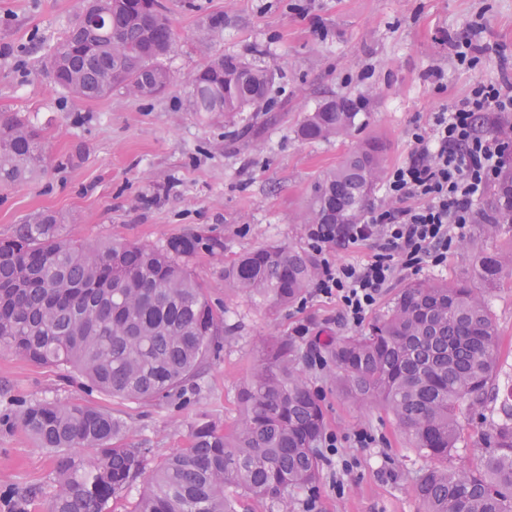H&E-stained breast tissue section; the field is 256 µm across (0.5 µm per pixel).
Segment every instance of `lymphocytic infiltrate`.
Returning <instances> with one entry per match:
<instances>
[{
  "label": "lymphocytic infiltrate",
  "mask_w": 512,
  "mask_h": 512,
  "mask_svg": "<svg viewBox=\"0 0 512 512\" xmlns=\"http://www.w3.org/2000/svg\"><path fill=\"white\" fill-rule=\"evenodd\" d=\"M495 112H512L511 76L474 83L468 96L432 113L427 127L413 133L408 159L386 177L393 208L371 213L338 237L309 228L315 250L333 241L369 248L359 262L322 260L314 284L317 293L335 298L347 322L361 325L398 274L442 265L464 238L475 203L498 177L512 146L499 134L481 131L482 119Z\"/></svg>",
  "instance_id": "obj_1"
}]
</instances>
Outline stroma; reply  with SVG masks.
Wrapping results in <instances>:
<instances>
[{"label": "stroma", "instance_id": "1", "mask_svg": "<svg viewBox=\"0 0 512 512\" xmlns=\"http://www.w3.org/2000/svg\"><path fill=\"white\" fill-rule=\"evenodd\" d=\"M174 45L162 60L166 91L140 98L116 89L87 100L59 89L42 62L80 13L82 0H0V116L19 113L42 129L51 156L35 179L0 185V239L40 211L61 219L67 238L87 244L136 240L163 245L204 236L190 266L216 306L224 334L185 391L139 403L87 392L80 378L0 351V512L9 491L40 487L26 512H48L56 491L54 454L17 422L33 400L88 401L126 424L127 441L147 448V467L186 447L196 424L236 425L239 389L255 349L272 339L301 351L328 336L356 335L335 299L307 290L275 311L234 295L224 267L269 244L309 250L307 209L314 183L369 139L385 146V169L407 160L415 127L464 98L476 80L512 73V0H164ZM470 37L493 52L468 70L449 41ZM233 55L275 75L261 111L225 118L191 109V79L211 57ZM442 74L436 90L430 71ZM327 96H344L357 116L344 135L298 138L299 120ZM219 239L213 249L208 238ZM512 231L480 238L470 226L447 262L398 276L374 309L382 315L397 290L422 280L455 282L475 274L471 242L494 249ZM501 339L500 386L512 384V276L488 292ZM318 396L327 432L341 443L338 460L322 465L315 490L292 493L293 512H423L412 486L428 461L410 449L391 415L362 406L336 389L332 365L301 362ZM372 434L356 447L357 431ZM353 463L343 491L334 482L341 460Z\"/></svg>", "mask_w": 512, "mask_h": 512}]
</instances>
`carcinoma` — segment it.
Masks as SVG:
<instances>
[{
  "label": "carcinoma",
  "instance_id": "obj_1",
  "mask_svg": "<svg viewBox=\"0 0 512 512\" xmlns=\"http://www.w3.org/2000/svg\"><path fill=\"white\" fill-rule=\"evenodd\" d=\"M103 13L97 42L77 62L70 28L45 59L61 89L92 100L116 87L171 82L162 59L174 33L166 11L141 15L125 0H96ZM122 43L120 53L111 54ZM273 74L235 56L209 59L192 80L195 112L258 111ZM356 112L329 97L305 115L304 141L348 132ZM42 130L20 115L0 120V184L25 181L45 167ZM384 166V146L366 142L318 181L309 224L337 232L361 221ZM60 219L42 213L0 240V350L73 371L91 391L127 401L163 399L184 387L208 358L224 319L189 268L195 236L164 246L138 242L86 246L66 240ZM493 237L512 228V161L504 163L476 221ZM311 254L271 243L224 267L231 290L270 309L298 302L316 275ZM477 281H414L399 289L368 331L332 336L323 353L336 368V387L361 404L390 412L412 450L433 464L413 492L425 512H512V385L500 389L501 337L484 292L512 272V249L481 250ZM239 390L240 419L231 428L206 423L189 444L146 471L147 448L124 442L125 425L97 406L34 401L20 421L56 457L50 512H104L112 497L137 481L144 491L132 512H239L240 497L271 499L292 512L288 496L321 480L318 445L326 420L299 368L298 347L272 340ZM499 403L500 418L481 433L472 469L455 465L474 412ZM86 450L84 457L79 451Z\"/></svg>",
  "mask_w": 512,
  "mask_h": 512
}]
</instances>
